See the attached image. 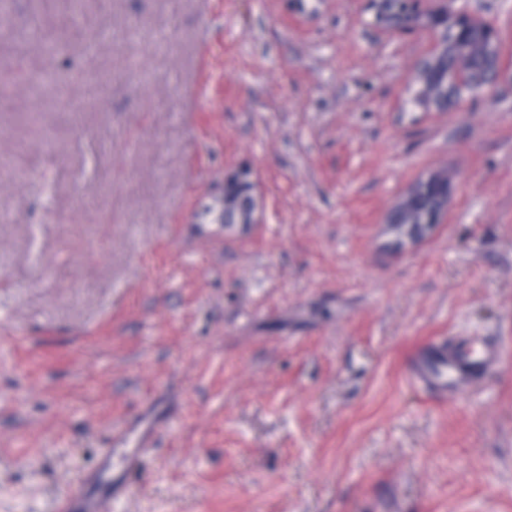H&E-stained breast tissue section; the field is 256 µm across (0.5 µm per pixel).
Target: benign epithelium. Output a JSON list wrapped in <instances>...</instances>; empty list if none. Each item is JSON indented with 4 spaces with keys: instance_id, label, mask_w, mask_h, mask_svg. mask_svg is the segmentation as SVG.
<instances>
[{
    "instance_id": "benign-epithelium-1",
    "label": "benign epithelium",
    "mask_w": 512,
    "mask_h": 512,
    "mask_svg": "<svg viewBox=\"0 0 512 512\" xmlns=\"http://www.w3.org/2000/svg\"><path fill=\"white\" fill-rule=\"evenodd\" d=\"M473 0H371L376 19L389 34L413 35L426 48L411 67L407 92L425 112H446L467 99L488 92L501 81L512 82V66L503 64L496 22L472 5ZM246 188L251 198L239 207L229 187ZM257 183L246 167L224 171V189L214 198L213 210L224 212V228L257 223ZM451 183L436 172L411 186L389 210L387 222L410 239L422 235L428 224H406L402 211L425 200L433 202L437 222L448 211Z\"/></svg>"
}]
</instances>
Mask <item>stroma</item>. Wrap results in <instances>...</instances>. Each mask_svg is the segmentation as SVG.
Returning <instances> with one entry per match:
<instances>
[{
	"label": "stroma",
	"mask_w": 512,
	"mask_h": 512,
	"mask_svg": "<svg viewBox=\"0 0 512 512\" xmlns=\"http://www.w3.org/2000/svg\"><path fill=\"white\" fill-rule=\"evenodd\" d=\"M424 49L370 0H0V512L129 417L112 512H512V83L422 111ZM239 166L259 223L201 222ZM451 337L503 359L445 400L407 360ZM451 183L447 174L440 172L431 173L411 186L399 201L389 210L387 216L388 224H394L408 238L413 239L422 235L430 224H405L399 219L402 211L419 206L425 200L433 202L434 218L433 223L439 222L441 217L448 211V198L451 194ZM432 206L425 201L417 211L416 218L423 222L431 215ZM408 227L407 229H405ZM427 232V231H426ZM425 232V233H426Z\"/></svg>",
	"instance_id": "1"
}]
</instances>
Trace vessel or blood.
I'll list each match as a JSON object with an SVG mask.
<instances>
[{
    "label": "vessel or blood",
    "mask_w": 512,
    "mask_h": 512,
    "mask_svg": "<svg viewBox=\"0 0 512 512\" xmlns=\"http://www.w3.org/2000/svg\"><path fill=\"white\" fill-rule=\"evenodd\" d=\"M497 346L478 339L460 338L438 346L415 349L409 357L412 379L448 398L459 397L482 382L499 363ZM111 454L83 481L68 487L56 512H105L112 500Z\"/></svg>",
    "instance_id": "obj_1"
}]
</instances>
